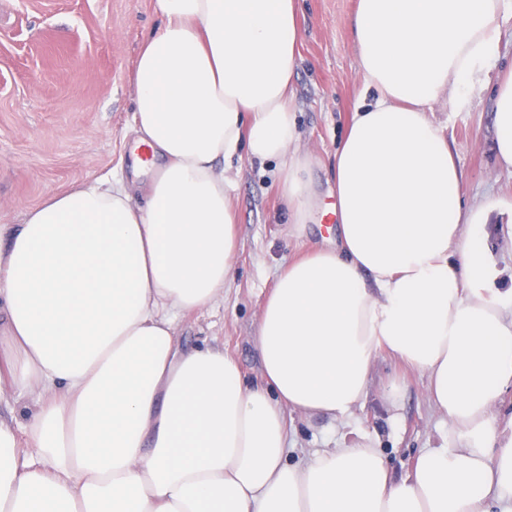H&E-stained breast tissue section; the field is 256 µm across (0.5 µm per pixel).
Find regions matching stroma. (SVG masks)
I'll return each instance as SVG.
<instances>
[{"label":"stroma","instance_id":"35a3bbf8","mask_svg":"<svg viewBox=\"0 0 512 512\" xmlns=\"http://www.w3.org/2000/svg\"><path fill=\"white\" fill-rule=\"evenodd\" d=\"M356 0H298L300 56L293 81L302 144L315 155L312 183L318 205L329 204L330 164L362 93L356 48L348 27ZM163 25L155 0H0V225L22 223L50 193L119 174L132 178L130 121L133 69L144 41ZM495 64L474 80L466 107H438L463 171L468 202H512V172L496 164L492 89L512 67V18H500ZM278 163L234 159L233 202L238 251L224 298L179 325L185 346H223L243 379L262 380L254 342L262 305L288 261L334 246L336 223L318 217L290 232ZM512 213L489 214L486 232L500 287L512 285ZM398 378L396 405L381 387ZM425 375L387 353L376 357L367 396L349 422L286 411L295 452L367 444L380 449L395 475H407L420 450L440 446L451 431L427 397Z\"/></svg>","mask_w":512,"mask_h":512}]
</instances>
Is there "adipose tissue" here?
I'll return each mask as SVG.
<instances>
[{
  "instance_id": "adipose-tissue-1",
  "label": "adipose tissue",
  "mask_w": 512,
  "mask_h": 512,
  "mask_svg": "<svg viewBox=\"0 0 512 512\" xmlns=\"http://www.w3.org/2000/svg\"><path fill=\"white\" fill-rule=\"evenodd\" d=\"M133 71L152 163L49 194L0 242V512H512V287L487 291L498 200L464 201L436 105L468 103L512 0H357L365 97L333 156L335 246L288 263L257 323L263 382L180 316L224 296L238 249L224 164H281L291 230L316 208L291 82L296 0H156ZM512 172V74L495 90ZM141 193L144 205L133 204ZM389 353L428 378L452 442L396 477L360 444L290 458L285 409L349 419ZM14 395L11 393H5L2 395L0 401V416L8 420H12L13 423H21L25 421V417L29 410L26 409V402L24 400L15 401Z\"/></svg>"
}]
</instances>
